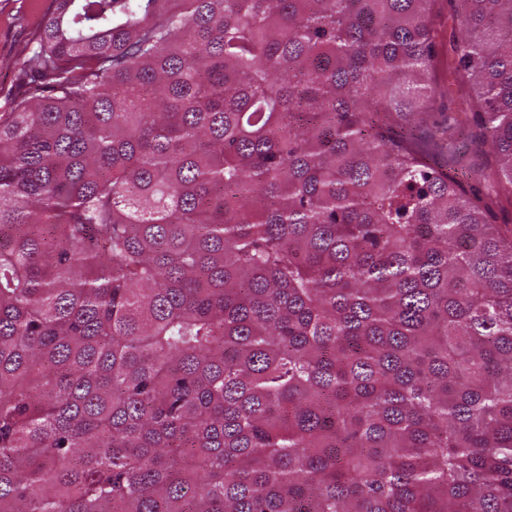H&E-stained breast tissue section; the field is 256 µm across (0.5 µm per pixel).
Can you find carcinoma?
Wrapping results in <instances>:
<instances>
[{"label": "carcinoma", "instance_id": "carcinoma-1", "mask_svg": "<svg viewBox=\"0 0 512 512\" xmlns=\"http://www.w3.org/2000/svg\"><path fill=\"white\" fill-rule=\"evenodd\" d=\"M57 0L0 112V512H512V0ZM433 10L435 19L437 21H444L445 25L447 26V31L444 33L443 37L438 41V47L439 50L444 54V56L448 58L452 55L450 45L452 7L448 0H435Z\"/></svg>", "mask_w": 512, "mask_h": 512}]
</instances>
